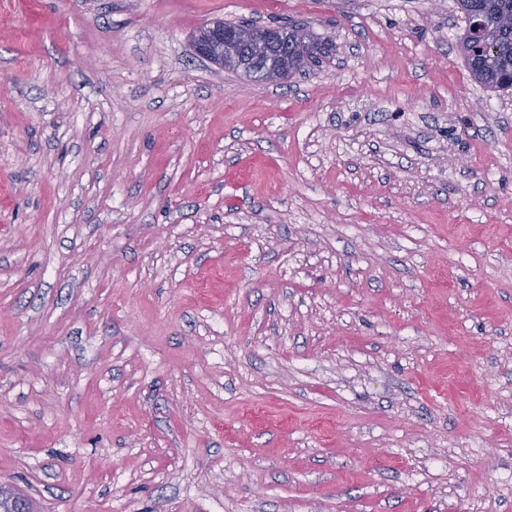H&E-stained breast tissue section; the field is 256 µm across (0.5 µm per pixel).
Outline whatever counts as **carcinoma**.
I'll use <instances>...</instances> for the list:
<instances>
[{
  "instance_id": "cac0c4a2",
  "label": "carcinoma",
  "mask_w": 512,
  "mask_h": 512,
  "mask_svg": "<svg viewBox=\"0 0 512 512\" xmlns=\"http://www.w3.org/2000/svg\"><path fill=\"white\" fill-rule=\"evenodd\" d=\"M467 21L459 38L460 53L471 77L481 86L493 90L512 91V0H457ZM483 23L485 36L475 47L472 22ZM318 44L307 35L306 44L299 48L288 44V73L298 70L305 59H316ZM15 501L0 506V512H36L34 504L23 494L14 493Z\"/></svg>"
}]
</instances>
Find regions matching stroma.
Returning <instances> with one entry per match:
<instances>
[{
	"label": "stroma",
	"mask_w": 512,
	"mask_h": 512,
	"mask_svg": "<svg viewBox=\"0 0 512 512\" xmlns=\"http://www.w3.org/2000/svg\"><path fill=\"white\" fill-rule=\"evenodd\" d=\"M301 24L261 84L206 22ZM456 0H0V483L37 512H512V93ZM244 26L228 34L224 29V20H214L205 24L194 38L196 55L222 69H244L246 62L239 53V46L245 44L250 47L255 57L263 58L264 62L268 64L273 74V81L283 80L287 77V73L290 75L298 70L313 50L314 53L310 60L317 58L318 44L311 34L300 29L291 28L302 31L307 36L306 44L298 48L288 42V35L294 32H288V28L265 27L257 30L258 27ZM285 45H288V57L286 58L281 54V48Z\"/></svg>",
	"instance_id": "stroma-1"
}]
</instances>
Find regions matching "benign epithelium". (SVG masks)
I'll return each mask as SVG.
<instances>
[{
    "mask_svg": "<svg viewBox=\"0 0 512 512\" xmlns=\"http://www.w3.org/2000/svg\"><path fill=\"white\" fill-rule=\"evenodd\" d=\"M288 29L240 27L229 33L223 20H214L200 28L194 38L197 56L226 70L242 69L245 59L239 46L245 44L253 54L264 60L271 68L273 80L287 77L288 61L283 59L281 48L288 44Z\"/></svg>",
    "mask_w": 512,
    "mask_h": 512,
    "instance_id": "obj_1",
    "label": "benign epithelium"
}]
</instances>
